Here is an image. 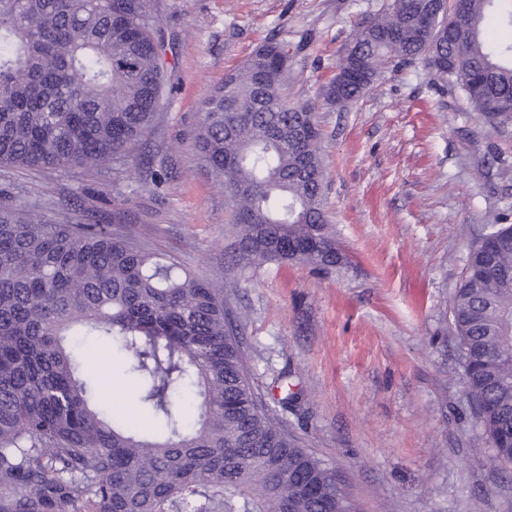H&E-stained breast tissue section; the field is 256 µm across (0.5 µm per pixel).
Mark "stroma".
Segmentation results:
<instances>
[{
	"instance_id": "1",
	"label": "stroma",
	"mask_w": 512,
	"mask_h": 512,
	"mask_svg": "<svg viewBox=\"0 0 512 512\" xmlns=\"http://www.w3.org/2000/svg\"><path fill=\"white\" fill-rule=\"evenodd\" d=\"M386 0H149L167 93L140 166L98 174L0 165V187L53 215L60 201L111 218L203 278L227 276L254 387L298 391L289 432L360 512H512V466L494 459L464 393L450 298L483 229L512 224V127L492 130L416 64L343 106L319 95L358 22ZM293 50L289 100L314 105L324 209L348 262L324 273L268 262L225 274L231 204L194 146L200 101L268 37ZM166 173L153 188L150 175ZM114 409L146 414L111 355L94 375Z\"/></svg>"
}]
</instances>
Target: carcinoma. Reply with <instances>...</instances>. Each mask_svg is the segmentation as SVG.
Instances as JSON below:
<instances>
[{"label":"carcinoma","instance_id":"carcinoma-1","mask_svg":"<svg viewBox=\"0 0 512 512\" xmlns=\"http://www.w3.org/2000/svg\"><path fill=\"white\" fill-rule=\"evenodd\" d=\"M388 0L349 46L363 97L419 62L495 128L512 126V0ZM267 38L203 100L194 145L224 184L234 266L343 264L323 206L321 130L290 103ZM148 0H0V164L92 172L150 133L166 82ZM112 223L34 212L0 191V512H357L336 474L249 380L224 288ZM470 249L451 299L464 391L494 458L512 465V224ZM105 339L161 427L103 407Z\"/></svg>","mask_w":512,"mask_h":512}]
</instances>
